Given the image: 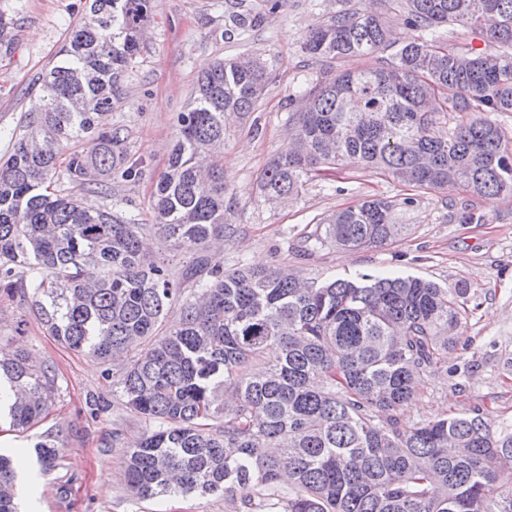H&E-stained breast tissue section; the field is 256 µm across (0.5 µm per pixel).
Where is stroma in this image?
<instances>
[{"mask_svg": "<svg viewBox=\"0 0 512 512\" xmlns=\"http://www.w3.org/2000/svg\"><path fill=\"white\" fill-rule=\"evenodd\" d=\"M85 0H0L17 13L12 49L0 53V155L38 97L37 79L53 65L70 22ZM225 0H151L149 36L130 64L122 103L108 121L124 137L128 159L141 175L109 179L111 200L140 223L152 221L150 197L164 172L199 72L226 57L270 58L265 94L257 109L234 119L224 145V185L235 235L219 255L225 270L242 265H285L306 278H350L392 271L443 286L467 284L478 301L460 323L462 346L443 372L397 412L404 425L480 408L497 423L512 421V202L472 194L462 185L429 191L354 166L308 180L286 203L271 205L257 192L268 161L287 151L289 119L305 107L310 89L327 72L356 71L373 58L313 60L301 50L308 32L339 10L338 0H288L256 30L231 36L224 30ZM391 201L393 223L410 225L400 241L369 250H303L301 240L328 216L371 197ZM481 215L463 224L461 206ZM0 347L28 351L51 364L59 395L37 426L21 433L0 423V452L17 466L21 512H232L221 497L194 495L138 501L121 482L113 441L138 440L143 422L121 405L112 367L67 349L29 312L28 301L0 300ZM54 439L61 467L46 472L34 450Z\"/></svg>", "mask_w": 512, "mask_h": 512, "instance_id": "35a3bbf8", "label": "stroma"}]
</instances>
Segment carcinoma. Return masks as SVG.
Wrapping results in <instances>:
<instances>
[{
    "mask_svg": "<svg viewBox=\"0 0 512 512\" xmlns=\"http://www.w3.org/2000/svg\"><path fill=\"white\" fill-rule=\"evenodd\" d=\"M230 3V33L259 28L285 0ZM150 0H85L51 69L40 106L0 156V298L30 311L59 342L105 363L122 405L145 424L119 449L134 498L222 496L234 512H512V423L480 410L402 426L394 412L434 378L458 344L469 300L416 276L361 274L318 283L288 266L230 272L209 247L226 223L224 171L197 158L224 150L226 115L255 110L270 64L218 60L202 71L151 198L152 224L80 193L110 196L106 178L140 175L120 129L105 123L141 53ZM422 31L450 23L485 47L421 38L395 49L387 17L341 9L311 30L313 59L377 56L358 72L326 74L299 113L295 149L270 161L258 184L274 204L313 174L357 165L438 190L461 183L481 197L512 193V148L494 112H512V0H406ZM458 117L448 136L431 127ZM392 203L365 200L306 237L313 250L390 245L410 229ZM196 252L173 272L149 236ZM181 319L157 335L171 307ZM53 366L0 358V387L16 390L13 427L35 426L59 392ZM44 469L62 449L36 445ZM0 512H17L15 472L0 455Z\"/></svg>",
    "mask_w": 512,
    "mask_h": 512,
    "instance_id": "carcinoma-1",
    "label": "carcinoma"
}]
</instances>
